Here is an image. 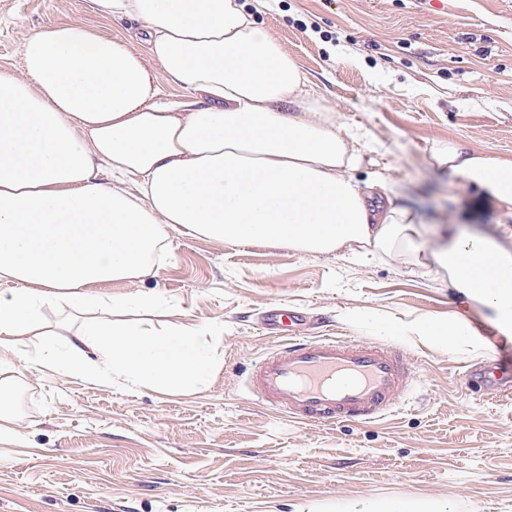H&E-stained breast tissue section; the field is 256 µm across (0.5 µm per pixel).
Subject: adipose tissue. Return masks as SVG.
Here are the masks:
<instances>
[{"mask_svg": "<svg viewBox=\"0 0 512 512\" xmlns=\"http://www.w3.org/2000/svg\"><path fill=\"white\" fill-rule=\"evenodd\" d=\"M140 24L146 52L77 23L49 24L0 72V387L15 372L42 305L93 303L90 287L137 280L167 255L170 233L233 246L397 261L463 294L512 335V158L450 140L434 170L480 190L497 223L468 231L424 219L384 179L362 181L361 136L336 118L295 59L241 0H89ZM158 62L184 100L157 104ZM150 294L104 301L106 320L50 344L35 365L96 384L192 386L212 360L205 334L117 323ZM409 336L471 343L467 318L418 320Z\"/></svg>", "mask_w": 512, "mask_h": 512, "instance_id": "obj_1", "label": "adipose tissue"}]
</instances>
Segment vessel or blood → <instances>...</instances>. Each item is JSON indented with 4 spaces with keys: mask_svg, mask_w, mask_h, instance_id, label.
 Returning <instances> with one entry per match:
<instances>
[{
    "mask_svg": "<svg viewBox=\"0 0 512 512\" xmlns=\"http://www.w3.org/2000/svg\"><path fill=\"white\" fill-rule=\"evenodd\" d=\"M291 312L276 314L280 343L249 376L270 411L308 423L367 421L399 408L411 391L406 354L395 345L290 335Z\"/></svg>",
    "mask_w": 512,
    "mask_h": 512,
    "instance_id": "obj_1",
    "label": "vessel or blood"
}]
</instances>
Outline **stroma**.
I'll return each mask as SVG.
<instances>
[{
    "instance_id": "stroma-1",
    "label": "stroma",
    "mask_w": 512,
    "mask_h": 512,
    "mask_svg": "<svg viewBox=\"0 0 512 512\" xmlns=\"http://www.w3.org/2000/svg\"><path fill=\"white\" fill-rule=\"evenodd\" d=\"M313 88L359 130V178L392 181L430 222L491 227L494 204L430 165L433 141L459 139L512 157V0H245ZM79 22L115 39L130 19L87 0H0V70L21 71L41 26ZM171 257L100 296L157 294L127 321L158 331L205 328L213 368L188 389L96 385L17 360L5 413L24 440L0 438V512H343L398 496L455 512H512V390L476 387L487 368L512 372L502 335L464 296L395 262L234 247L171 234ZM297 312L300 336L362 337L407 353L408 401L385 419L306 425L245 390L276 345L267 317ZM361 316L359 325L346 319ZM43 320L64 346L93 308L57 301ZM468 315L478 346L451 349L403 335L407 322ZM398 329L385 335L382 321Z\"/></svg>"
}]
</instances>
